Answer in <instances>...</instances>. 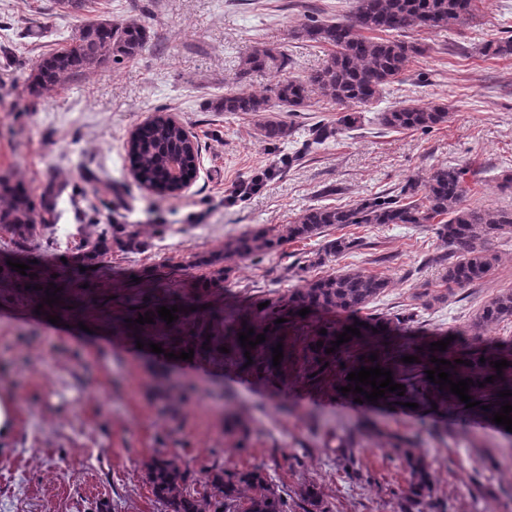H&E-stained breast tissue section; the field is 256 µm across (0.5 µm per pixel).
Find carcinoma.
<instances>
[{"label":"carcinoma","instance_id":"carcinoma-1","mask_svg":"<svg viewBox=\"0 0 512 512\" xmlns=\"http://www.w3.org/2000/svg\"><path fill=\"white\" fill-rule=\"evenodd\" d=\"M477 0H355L345 21L310 20L299 37L332 48L326 65L315 73L300 77L287 73L288 55L259 44L243 59L246 71L272 69L277 73L272 95H257L242 90L227 94L220 102L222 112H298L307 106L310 89L334 103L368 106L378 101L385 88L404 72L420 48L399 36L420 28H450L464 23L476 10ZM150 39L148 30L137 22L86 21L67 43L44 56L32 75L34 91L58 86L73 77L112 60L133 59L145 50ZM487 56L512 54V39L491 41L483 47ZM447 107L405 104L380 114V123L392 130H424L448 122ZM266 140H286L290 127L274 118L259 125ZM199 146L193 135L171 117L159 114L138 128L128 141L130 163L139 181L159 194H173L179 184L173 181L171 163L181 168L182 181H193L198 173ZM466 169L439 167L422 180L410 179L395 194L372 195L343 206H317L307 210L293 224L275 230L256 225L224 242L219 254L195 255L190 266L207 271L209 279L224 281L233 270L231 262L277 252L287 241L324 238V243L304 260L306 267L322 266L331 258L354 253L364 247L353 234L326 238L327 228L397 224L435 228L448 252L435 259L443 266V282L450 291L468 288L492 270L497 255L487 247L491 240L512 234V211L481 210L465 204ZM0 193L9 203L0 209V231L12 242L24 244L33 236L36 217L29 193L16 185L0 181ZM122 250L139 246V232L122 224H107L94 240L82 243V263L91 264L104 257L110 244ZM390 281L384 277L355 269H340L304 280L288 294L269 300L260 309L259 318L267 319L279 309L299 313L310 309L308 316L356 314L370 309L384 296ZM443 293L426 292L419 304L398 313H378L370 318L374 325L410 331L420 312L443 302ZM512 321V289L487 300L473 315L469 325L472 336L503 321ZM447 372L452 381L472 379L468 395L480 402L477 410L488 416L500 411L503 399L487 393L479 383L491 376L488 364L471 360L467 372L453 367ZM394 383L405 385L404 395L385 393L392 402L423 404L426 392L435 386L427 374L413 370L392 374ZM224 435L235 440L237 447L249 445L247 427L235 412L224 414ZM372 431L360 426L342 432H328L325 444L336 442V467L352 484L368 483L359 466L355 449L369 446ZM393 447L403 449V459L410 472L406 488L394 493L399 512H453L455 506L438 494L433 474L423 459L409 451L413 444L401 434L392 436ZM146 478L155 498L165 512H294L288 499L273 488L262 467L225 469L216 464L208 467L201 479L193 478L186 461L176 454L157 453L144 464ZM472 508L478 509L485 497L486 477L480 470L470 475ZM302 499L307 512H332L324 505L314 484L304 486Z\"/></svg>","mask_w":512,"mask_h":512}]
</instances>
